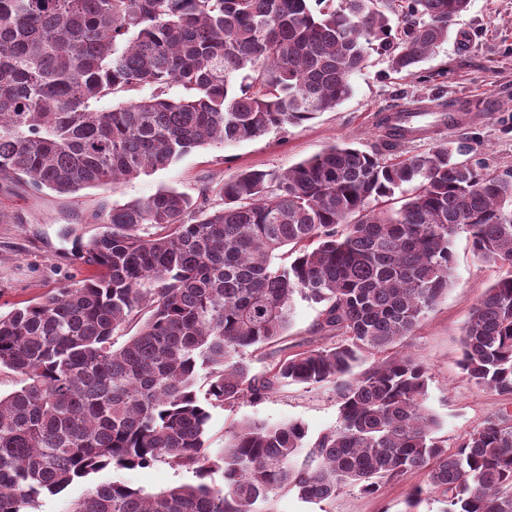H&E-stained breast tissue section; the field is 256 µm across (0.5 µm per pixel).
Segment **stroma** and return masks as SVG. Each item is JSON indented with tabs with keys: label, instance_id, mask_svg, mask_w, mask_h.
Instances as JSON below:
<instances>
[{
	"label": "stroma",
	"instance_id": "stroma-1",
	"mask_svg": "<svg viewBox=\"0 0 512 512\" xmlns=\"http://www.w3.org/2000/svg\"><path fill=\"white\" fill-rule=\"evenodd\" d=\"M353 93L335 111L299 124L224 146L193 150L178 162L134 180L85 189L72 196L37 193L26 184L0 180V313L64 286H76L89 273L76 256L78 245L101 232L97 218L102 207L126 203L173 187L198 196L202 187L218 202L224 181L247 170H285L321 153L333 144H347L367 153L393 159L395 154L424 155L437 142L469 140L490 168H512V131L498 117L512 105V0H471L468 12L452 26L446 42L423 59L414 75L391 73L383 55L371 52L366 68L351 78ZM422 107L447 112L455 107L468 113L459 128L437 125L391 152L385 149L382 118L399 107ZM455 279L446 296L426 315L407 350L431 374L428 405L440 419L439 435L456 441L486 418L512 412V399L475 388L459 367L462 327L478 297L499 277L500 268L476 261L465 237L453 246ZM318 311L295 298L291 325L285 336L262 349L246 350L253 372L264 370L283 352L321 344L314 333ZM256 418L270 425L302 421L309 439L335 428L336 398L328 387L290 384L257 402L242 401L214 409L206 440L211 450L224 445L233 425ZM424 473L384 483L366 495L345 486L329 501L309 503L281 490L276 512H406L410 487L423 484ZM122 481L154 494L166 488L195 483L193 472L160 463L147 469L112 470L90 475L85 487Z\"/></svg>",
	"mask_w": 512,
	"mask_h": 512
}]
</instances>
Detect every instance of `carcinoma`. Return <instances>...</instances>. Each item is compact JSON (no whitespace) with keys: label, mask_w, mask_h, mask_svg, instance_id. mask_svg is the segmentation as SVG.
<instances>
[{"label":"carcinoma","mask_w":512,"mask_h":512,"mask_svg":"<svg viewBox=\"0 0 512 512\" xmlns=\"http://www.w3.org/2000/svg\"><path fill=\"white\" fill-rule=\"evenodd\" d=\"M399 2L0 0V177L67 196L333 111L369 47L411 75L470 6ZM398 120L382 121L390 150L422 133ZM457 152L440 143L384 162L335 144L284 171L242 172L218 207L207 188L108 207L105 230L78 252L94 274L0 314V370L20 376L0 395V512L159 462L201 482L154 495L105 482L67 512H276L283 488L317 502L417 471L427 480L411 507L428 496L440 512H512V415L448 449L428 368L398 350L452 286L464 234L502 273L463 328L461 369L512 398V169ZM285 246L294 260L274 265ZM296 293L320 306L316 331L341 342L252 373L242 353L285 333ZM142 307L138 331L114 346ZM290 384L330 387L336 428L311 442L297 420L247 419L211 456V410ZM216 468L221 486L204 482Z\"/></svg>","instance_id":"obj_1"}]
</instances>
